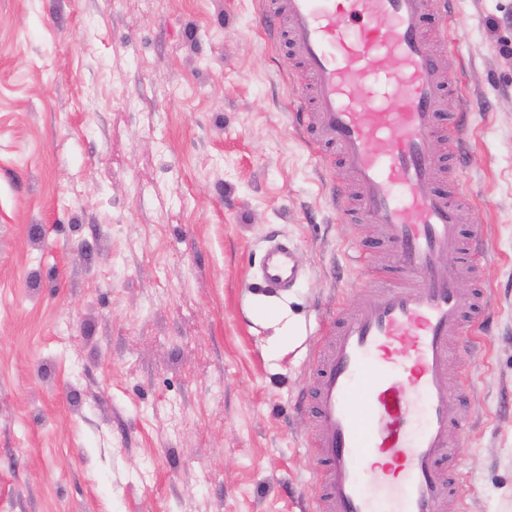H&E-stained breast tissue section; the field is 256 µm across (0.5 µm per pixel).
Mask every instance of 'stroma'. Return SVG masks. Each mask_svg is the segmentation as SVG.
I'll return each instance as SVG.
<instances>
[{"mask_svg":"<svg viewBox=\"0 0 512 512\" xmlns=\"http://www.w3.org/2000/svg\"><path fill=\"white\" fill-rule=\"evenodd\" d=\"M258 0H0V512H310L299 402L320 324L372 298L361 243L292 121L299 71ZM463 112L448 184L483 234L488 308L447 383L464 512H512V0L435 21ZM301 342L270 369L266 248ZM297 275V257L292 247L276 243L265 250L259 269V281L264 288L281 291L287 288Z\"/></svg>","mask_w":512,"mask_h":512,"instance_id":"obj_1","label":"stroma"}]
</instances>
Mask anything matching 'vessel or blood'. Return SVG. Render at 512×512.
Segmentation results:
<instances>
[{"label":"vessel or blood","instance_id":"vessel-or-blood-1","mask_svg":"<svg viewBox=\"0 0 512 512\" xmlns=\"http://www.w3.org/2000/svg\"><path fill=\"white\" fill-rule=\"evenodd\" d=\"M456 0H260L271 42L300 60L295 126L335 151L358 196L351 221L376 225L391 270L371 278L374 300L322 329L305 406L318 469L313 512H447L464 477L452 429L466 389L450 391V341L486 309L481 291L461 300L466 259L480 233L467 229L470 200L441 176L463 156V124L444 112L455 55L428 28ZM398 63L383 67L384 59ZM298 275L294 249L269 246L263 287ZM426 419L408 421L412 406Z\"/></svg>","mask_w":512,"mask_h":512}]
</instances>
